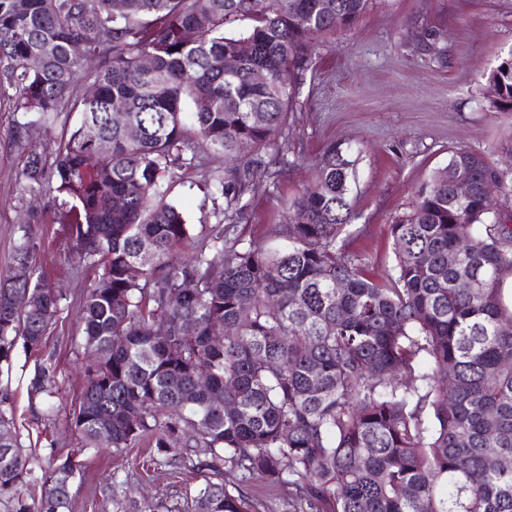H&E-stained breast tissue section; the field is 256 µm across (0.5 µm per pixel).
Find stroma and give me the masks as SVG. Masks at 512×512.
I'll list each match as a JSON object with an SVG mask.
<instances>
[{
  "instance_id": "obj_1",
  "label": "stroma",
  "mask_w": 512,
  "mask_h": 512,
  "mask_svg": "<svg viewBox=\"0 0 512 512\" xmlns=\"http://www.w3.org/2000/svg\"><path fill=\"white\" fill-rule=\"evenodd\" d=\"M512 55V0H373L350 29L317 40L312 69L290 117L288 156L296 164L276 178H264L261 156L250 169L261 176L242 199L235 235L242 242L268 239L283 223L289 203L311 182L329 147L350 153L354 220L346 229L348 250L376 257L377 275L394 264L389 226L414 199L434 169L447 165L453 149L485 154L512 169V112L494 109L487 94L490 72ZM18 115L0 102V275L9 274L18 224L28 213L45 218L37 227V271L61 287L64 298L40 356L16 349L12 368L0 375L11 393L15 423L25 448L39 456L64 454L80 441L66 426L84 383L79 303L97 279L96 267H79L67 252L66 229L53 223L47 206L51 187L23 191L26 153L10 134ZM224 165L200 147L193 165L173 185L170 197L193 226L224 221V199L209 185ZM56 368V422L33 417L30 381L38 361ZM156 449L138 446L116 453L109 448L83 452L82 473L71 487V512H186V495L203 484V468L154 465ZM229 492L245 488L256 512H290L287 486L260 480L241 485L225 474Z\"/></svg>"
}]
</instances>
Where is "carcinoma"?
I'll list each match as a JSON object with an SVG mask.
<instances>
[{
	"instance_id": "obj_1",
	"label": "carcinoma",
	"mask_w": 512,
	"mask_h": 512,
	"mask_svg": "<svg viewBox=\"0 0 512 512\" xmlns=\"http://www.w3.org/2000/svg\"><path fill=\"white\" fill-rule=\"evenodd\" d=\"M370 5L0 0V91L37 116L12 131L28 149L23 190L55 184L73 259L100 263L108 282L83 295L85 385L67 425L84 448L145 441L170 464L205 458L212 478L188 512H254L224 488L226 468L292 487L293 512H512V169L452 151L390 225L394 265L381 280L370 256L346 249L354 161L334 146L272 229L283 246H226L253 182L238 161L284 151L313 40ZM35 54L45 60L31 69ZM488 82L493 108L512 112V53ZM115 103L136 135L112 122ZM61 112L79 121L49 163L32 128ZM198 141L224 158L213 180L224 223L197 242L169 191ZM36 223L20 227L12 255L31 278L0 276V372L17 344L42 351L62 300L34 268ZM163 322L169 334L155 335ZM55 383L56 367L39 363L31 404ZM80 473L74 452L24 451L1 389L0 512H69Z\"/></svg>"
}]
</instances>
